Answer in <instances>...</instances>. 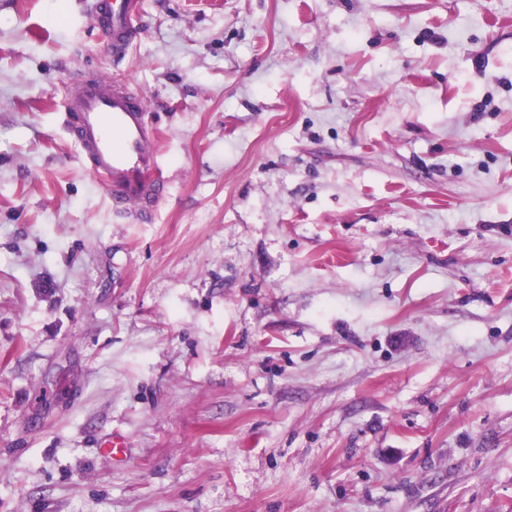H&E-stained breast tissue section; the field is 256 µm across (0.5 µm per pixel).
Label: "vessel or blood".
I'll list each match as a JSON object with an SVG mask.
<instances>
[{
  "label": "vessel or blood",
  "instance_id": "1",
  "mask_svg": "<svg viewBox=\"0 0 512 512\" xmlns=\"http://www.w3.org/2000/svg\"><path fill=\"white\" fill-rule=\"evenodd\" d=\"M139 0H93L91 14L113 56L132 44ZM141 94L96 76L79 81L65 103L64 123L87 170L105 185L117 211L147 222L161 199L158 133Z\"/></svg>",
  "mask_w": 512,
  "mask_h": 512
}]
</instances>
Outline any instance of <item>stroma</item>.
Listing matches in <instances>:
<instances>
[{
  "label": "stroma",
  "instance_id": "stroma-1",
  "mask_svg": "<svg viewBox=\"0 0 512 512\" xmlns=\"http://www.w3.org/2000/svg\"><path fill=\"white\" fill-rule=\"evenodd\" d=\"M90 4L0 0V512H512V0H142L120 58ZM141 94L107 78L79 81L65 103V126L87 170L111 193L112 204L147 222L161 199L158 133Z\"/></svg>",
  "mask_w": 512,
  "mask_h": 512
}]
</instances>
